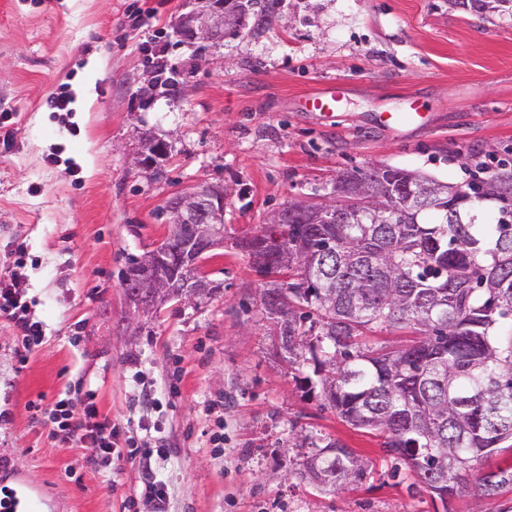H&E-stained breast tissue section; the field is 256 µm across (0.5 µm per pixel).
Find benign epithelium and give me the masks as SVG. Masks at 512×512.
<instances>
[{"label": "benign epithelium", "instance_id": "7a95c632", "mask_svg": "<svg viewBox=\"0 0 512 512\" xmlns=\"http://www.w3.org/2000/svg\"><path fill=\"white\" fill-rule=\"evenodd\" d=\"M244 0H219L179 16L175 24V35L179 41L200 45L211 44L224 36L242 31L248 16ZM169 153V144L154 135L141 137L136 166L151 170ZM229 191L222 183H206L173 195L168 211L166 241L178 245L187 243L188 251L176 249L168 254L154 250L146 252L136 264V292L130 296L134 306L131 322L148 316L170 302L194 304L208 293L214 283L200 272L205 254L224 246V196ZM338 192L333 191L323 198L309 202L292 200L288 208L307 224H326L334 212ZM176 259L189 265L196 276L184 283L171 280L163 270L165 263ZM267 275L277 282L288 281V249L284 248L276 257L275 267Z\"/></svg>", "mask_w": 512, "mask_h": 512}]
</instances>
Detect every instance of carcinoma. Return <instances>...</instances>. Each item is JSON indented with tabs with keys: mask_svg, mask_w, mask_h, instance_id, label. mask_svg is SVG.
<instances>
[{
	"mask_svg": "<svg viewBox=\"0 0 512 512\" xmlns=\"http://www.w3.org/2000/svg\"><path fill=\"white\" fill-rule=\"evenodd\" d=\"M280 2L248 0L253 31ZM410 174L393 166L343 172L334 185L341 191L356 181L381 187L368 214L343 205L331 224H302L287 211L284 223L238 246L266 267L276 250L293 251L277 332L288 337V362L312 368L301 389L353 428L378 433L450 512L472 462L512 450V166L448 183L440 197ZM408 186L414 205L378 211ZM385 328L408 341L373 346ZM293 447L302 457L336 449L324 493L368 475L352 449L322 433L303 431ZM480 486L488 497L512 491V462L484 473Z\"/></svg>",
	"mask_w": 512,
	"mask_h": 512,
	"instance_id": "carcinoma-1",
	"label": "carcinoma"
}]
</instances>
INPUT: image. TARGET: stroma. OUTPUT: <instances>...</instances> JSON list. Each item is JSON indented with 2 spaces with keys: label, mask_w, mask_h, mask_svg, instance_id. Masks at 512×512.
<instances>
[{
  "label": "stroma",
  "mask_w": 512,
  "mask_h": 512,
  "mask_svg": "<svg viewBox=\"0 0 512 512\" xmlns=\"http://www.w3.org/2000/svg\"><path fill=\"white\" fill-rule=\"evenodd\" d=\"M188 0H0V279L43 325L24 351L0 316V486L33 512H155L139 464L171 450L167 512H444L411 474L394 478L375 433L304 396L262 310L270 285L238 248L267 215L328 194L374 166L467 183L479 150L512 159V5L473 14L448 0H282L261 33L198 51L178 43ZM178 93H145L151 63ZM328 88L332 114L306 109ZM67 92L68 110L46 105ZM415 111L385 127L384 112ZM170 152L154 177L133 164L142 133ZM224 183V246L204 269L216 297L164 306L140 327L124 274L166 232L175 192ZM90 390L120 430L114 483L36 405ZM337 438L368 464L323 494L284 455L296 433Z\"/></svg>",
  "instance_id": "35a3bbf8"
}]
</instances>
